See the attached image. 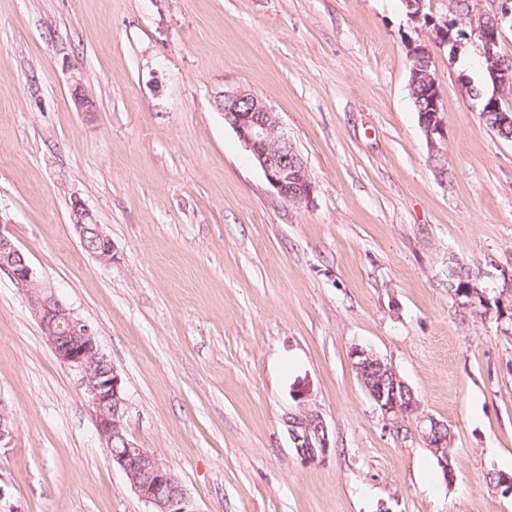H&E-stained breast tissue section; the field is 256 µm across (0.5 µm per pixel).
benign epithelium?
<instances>
[{"label":"benign epithelium","instance_id":"7a95c632","mask_svg":"<svg viewBox=\"0 0 512 512\" xmlns=\"http://www.w3.org/2000/svg\"><path fill=\"white\" fill-rule=\"evenodd\" d=\"M418 11L408 15L414 23L430 28L432 42L448 47V55L456 57L463 42L454 34L456 23H436L424 12L425 0H417ZM466 23L479 42L480 57L485 59L486 79L496 88L488 101L478 106L482 118L497 117L499 130H512V67L497 62L495 48L505 27H512V0H500L495 11L469 8ZM413 62L411 85L426 86L427 102L420 110V128L427 147L435 159L444 153L447 129L441 93L432 71L433 56L426 45H413L408 50ZM224 122L235 132L253 162L264 173L269 185L283 199L294 204L311 201L314 185L299 153L291 148L288 133L278 116L259 96L240 88L224 91L221 104ZM74 227L81 243L87 234L95 236L92 255L105 263L116 260L112 238L100 224L76 220ZM6 275L28 299L31 312L42 335L56 358L77 377L87 410L94 422L96 435L109 453L112 467L119 470L148 512H198L185 486L175 478L171 468L155 452L141 447L128 433L125 419L128 399L124 383L93 328L77 317L57 295L44 288L23 253L0 227V275ZM480 277L462 280L459 295H476L486 305L497 301L502 311L512 310V289H503L489 298L488 289H480ZM354 368L366 395L390 423L415 417L424 443L438 458L443 476H448V426L432 417L418 415V403L412 389L396 367L372 350L354 347ZM293 448L303 460L324 459L331 450L329 431L321 413L306 410L288 415L285 420ZM17 424L8 408L0 402V447L11 443ZM120 444L123 451H114Z\"/></svg>","mask_w":512,"mask_h":512}]
</instances>
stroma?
<instances>
[{"label":"stroma","mask_w":512,"mask_h":512,"mask_svg":"<svg viewBox=\"0 0 512 512\" xmlns=\"http://www.w3.org/2000/svg\"><path fill=\"white\" fill-rule=\"evenodd\" d=\"M427 40L400 0H0V227L93 327L130 435L198 512H512L487 479L512 474V316L448 289L456 264L495 292L512 274V142L460 84H486L473 38L432 50V159L407 56ZM238 87L278 114L310 203L280 199L225 124ZM79 218L115 262L83 249ZM356 346L447 424L448 471L413 419H383ZM0 400L17 423L0 512H147L3 275ZM303 407L330 429L324 460L291 446ZM408 53L410 62L414 63L410 70L411 85L416 86L419 83L425 85L424 95L427 99L419 113L416 105L418 98L414 94V89L409 85L412 107L417 114L418 123L420 122V128L425 135L431 156L434 159H439L444 153L447 143V129L441 93L432 71L433 56L428 46L421 44L411 46ZM74 227L76 232L79 235L81 244L85 246L86 243V251L91 253L93 256L98 258L99 260L105 263H112L116 260L117 252L114 243L112 242L111 237L104 231L102 225L99 224H84L82 220H76ZM92 232L95 236V247L94 243L90 240H87V234ZM94 250L91 251L90 250Z\"/></svg>","instance_id":"obj_1"}]
</instances>
